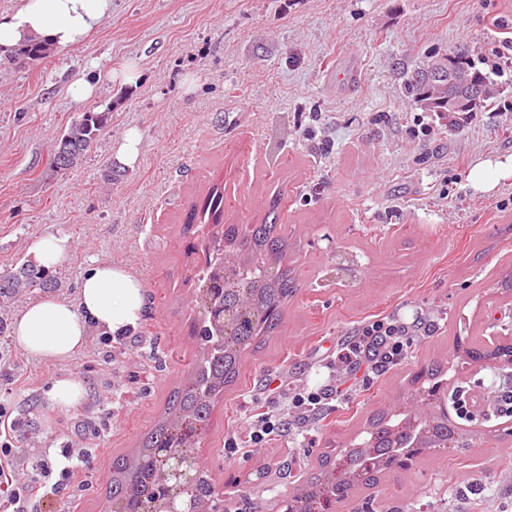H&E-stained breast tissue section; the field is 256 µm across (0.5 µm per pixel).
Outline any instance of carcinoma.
<instances>
[{"label": "carcinoma", "instance_id": "1", "mask_svg": "<svg viewBox=\"0 0 512 512\" xmlns=\"http://www.w3.org/2000/svg\"><path fill=\"white\" fill-rule=\"evenodd\" d=\"M463 71V77L482 93L465 95L461 111L476 112L484 106L489 76L475 68L458 51L432 56ZM425 67L413 71L406 80V90L423 111L443 115L448 111V88H439L422 79ZM108 114L86 112L74 121L57 142L51 164L58 171L73 168L96 144L107 127ZM224 225V241L215 240L201 247L205 264L197 269L200 304L204 308L202 326L196 331L199 350L186 384L173 389L164 413L143 436L139 448L120 453L112 460V480L108 487L111 512H144L160 496L152 451L165 448L174 457L195 459V448L206 438L216 403L224 389L240 378L242 354L250 347L260 348L281 325L283 308L296 294L291 270L283 266L288 251V237L275 233L276 223L231 224L224 222V189L212 185L201 204L194 206L190 221ZM238 257L228 268L227 279L215 284L212 270L224 264L225 250ZM58 287L55 277L33 264L23 263L0 274V303L14 300L35 289ZM224 305L228 315L226 328L216 329L209 318V303ZM470 361L488 365L512 354V341L492 340L484 335L473 337L464 350ZM448 368L438 362H423L405 375L409 404L401 408H381L370 412L363 424L364 437L351 441L339 453L320 451L306 480L290 494L297 512H315L318 500L333 499L343 508L363 491L379 487L386 464L402 458V469L413 463L435 458L451 448L466 451L472 447L478 431L471 429L473 419L459 416L454 423L432 413H412L409 406L435 394V388L448 383ZM183 496L193 500L197 512H224V500L212 477L202 466L194 469L193 481Z\"/></svg>", "mask_w": 512, "mask_h": 512}]
</instances>
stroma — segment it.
Here are the masks:
<instances>
[{"label":"stroma","instance_id":"obj_1","mask_svg":"<svg viewBox=\"0 0 512 512\" xmlns=\"http://www.w3.org/2000/svg\"><path fill=\"white\" fill-rule=\"evenodd\" d=\"M512 0H112V14L78 47L56 48L39 66L0 63V271L26 262L37 239L70 238L57 270L58 298L76 302L92 261L129 267L146 306L127 336L91 330L65 362L29 356L0 335V407L17 427L16 470L39 477L70 445L87 451L84 483L61 490L68 512H108L114 455L138 447L181 385L197 352L191 206L216 182L224 212L256 224L282 196L298 291L264 348L246 351L238 383L216 404L197 453L224 497L285 512L284 479L268 463L305 467L325 445L340 449L361 418L406 401L413 362L440 360L471 396L497 395L500 371L449 352L445 332L466 340L512 326V177L490 193L467 176L485 159L512 155ZM465 49L488 72L492 96L463 129L433 122L405 90L429 56ZM137 61V83L102 82L78 102L73 85L92 67ZM108 112L96 147L74 169L50 164L61 135L86 112ZM142 133L134 168L116 167L113 142ZM429 323L398 362L377 372L330 369L357 328L378 317ZM87 390L77 405L50 395L55 379ZM340 379L346 391L316 410L288 393ZM278 381L280 396L270 383ZM283 418L264 442L231 453L257 413ZM374 512H512V457L478 442L412 471L392 473Z\"/></svg>","mask_w":512,"mask_h":512}]
</instances>
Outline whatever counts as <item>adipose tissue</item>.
I'll return each instance as SVG.
<instances>
[{
	"instance_id": "obj_1",
	"label": "adipose tissue",
	"mask_w": 512,
	"mask_h": 512,
	"mask_svg": "<svg viewBox=\"0 0 512 512\" xmlns=\"http://www.w3.org/2000/svg\"><path fill=\"white\" fill-rule=\"evenodd\" d=\"M112 13V0H19L0 12V60L33 42L68 48L84 44ZM145 307V290L128 268L93 262L76 302L45 298L30 303L12 329L29 355L65 360L82 348L90 329L120 335L134 327Z\"/></svg>"
}]
</instances>
